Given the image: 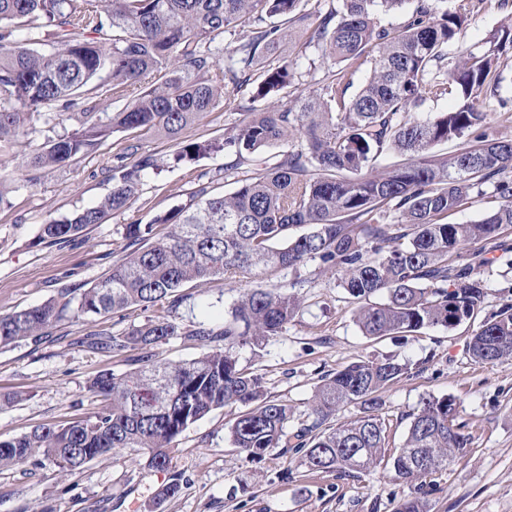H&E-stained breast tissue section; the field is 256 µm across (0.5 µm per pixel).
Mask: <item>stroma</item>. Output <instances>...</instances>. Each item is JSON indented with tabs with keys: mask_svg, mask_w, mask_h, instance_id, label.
<instances>
[{
	"mask_svg": "<svg viewBox=\"0 0 512 512\" xmlns=\"http://www.w3.org/2000/svg\"><path fill=\"white\" fill-rule=\"evenodd\" d=\"M502 26H512V0L502 8L469 14L464 41L480 45ZM304 41L302 33H294L275 52L296 61L298 88L309 92L326 70L311 68ZM226 96L225 107L200 116L182 132V141L223 138L225 124L241 119L251 105L249 91L230 90ZM129 144L159 162L144 174L130 209L88 226L73 242L41 243L42 224L91 207L111 191L107 167L113 153ZM173 148V141L162 135L118 132L78 161L38 173L34 183H18L0 205V316L57 298L65 288L75 295L89 288L123 257L124 224H147L156 214L185 204L198 175H207L215 192L231 191L224 178L227 154L199 155L173 167L167 162ZM464 258L479 261L487 283L483 314L512 304V266L506 253L474 241L466 245ZM300 275L305 281L301 307L286 330L261 345L237 350L240 368L261 377L266 395L291 406V428L311 423L312 397L322 376L359 360L396 358L410 370L380 394L390 447L402 443L413 413L430 396L455 399L471 438L465 457L426 478L422 493L432 512H512V361L491 364L471 358L468 346L481 316L449 328L370 338L356 325L357 303L339 287L333 271L315 260L301 267ZM251 285L247 278L202 287L187 284L179 290L180 305L168 315L185 327L203 320L223 322ZM147 317L140 308L96 321L68 316L40 341L0 348V439L90 415L100 401L88 385L101 372H132L146 354L178 363L203 353L199 341L184 335L118 355L86 346L91 334H119ZM236 413L233 407L217 409L191 425L172 449L164 472L129 449L114 450L72 477L52 467L0 470V512H394L411 492L382 465L352 478L308 471L292 448L246 458L230 437ZM171 481L179 482L180 492L155 504L156 489Z\"/></svg>",
	"mask_w": 512,
	"mask_h": 512,
	"instance_id": "35a3bbf8",
	"label": "stroma"
}]
</instances>
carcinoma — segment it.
<instances>
[{"instance_id":"obj_1","label":"carcinoma","mask_w":512,"mask_h":512,"mask_svg":"<svg viewBox=\"0 0 512 512\" xmlns=\"http://www.w3.org/2000/svg\"><path fill=\"white\" fill-rule=\"evenodd\" d=\"M301 0H0V142L27 136L40 124L70 132L35 146L25 164L51 170L97 150L118 131L175 137L205 112L224 106L227 84L249 85L250 72L292 26L309 31L307 47L327 68L307 95L295 94L296 67L288 59L264 66L253 102L288 99L275 111L251 109L226 125L224 139L178 142L175 160L222 150L232 192L215 195L204 182L188 203L158 214L149 224L124 225L125 258L79 297L61 295L39 306L0 316V347L35 338L64 314L95 320L130 307L164 302L174 308L179 288L214 279L257 276L279 268L289 276L278 288H248L230 318L216 328L199 321L186 332L203 344L224 342L189 362L151 358L128 374L103 372L88 385L102 405L87 419L42 424L0 439V469L53 466L74 476L119 448L149 453V466L165 471L170 448L212 411L244 406L230 427L235 448L259 459L288 444L303 451L310 470L346 476L387 460L397 478L418 481L461 459L469 435L457 423L451 397H429L413 414L401 447L387 453V428L379 393L408 374V364L388 357L360 360L322 377L312 399L314 420L288 433L292 408L264 396L261 379L241 369L236 349L280 335L300 307L298 271L311 260L338 274L339 286L366 304L355 322L366 336L382 337L426 326L453 327L472 318L487 285L462 247L495 242L512 228V139L487 134L489 114L480 99L497 95L512 66V29L492 31L481 46L462 41L467 15L453 0H420L406 24L387 29L378 15L409 0H341L319 18L299 10ZM229 34L235 46L216 42ZM370 73L354 86L362 66ZM453 94L456 104L426 120L413 112ZM123 103L115 112L103 104ZM468 136L472 144L451 155L436 145ZM301 139L275 163L266 150ZM407 161L367 174L387 151ZM113 155L112 191L97 205L42 225L39 241H74L91 224L124 213L155 160L125 163ZM492 193L496 209L467 224L444 222L448 212ZM170 230L153 239L154 225ZM308 231L293 235L298 227ZM380 296L381 302L370 298ZM181 334L157 311L127 332H97L92 349L118 355L128 347L156 345ZM468 351L481 363L512 359V304L491 313ZM359 416L323 424L347 404ZM396 512H431L427 500L402 499Z\"/></svg>"}]
</instances>
